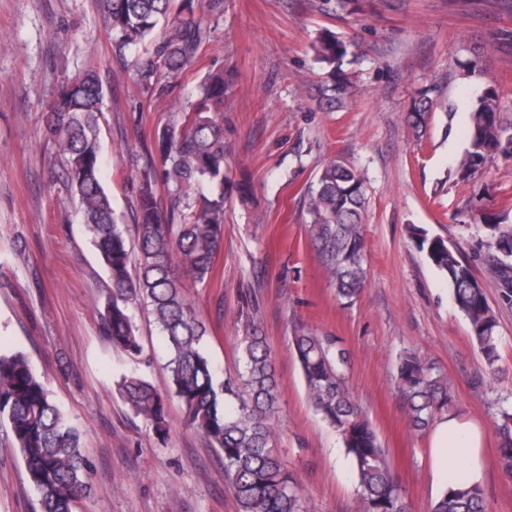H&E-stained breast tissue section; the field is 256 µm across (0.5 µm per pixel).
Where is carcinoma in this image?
<instances>
[{
	"label": "carcinoma",
	"instance_id": "1",
	"mask_svg": "<svg viewBox=\"0 0 512 512\" xmlns=\"http://www.w3.org/2000/svg\"><path fill=\"white\" fill-rule=\"evenodd\" d=\"M359 0H316L325 14L352 12ZM115 55L162 36L152 51L135 61L134 81L157 106L168 95L165 76L191 66L210 38L195 17L194 0H98ZM349 44L325 29L312 45L314 60L329 69L317 89L323 110L342 106L348 83L340 61ZM232 76L209 71L181 112L155 126L151 147L136 172L131 206L134 234L113 207L103 183L100 119L105 91L94 68L65 78L41 112L44 137L59 167V183L78 204L82 223L94 239L112 284L103 330L112 346L136 361L142 353L133 306L143 300L166 348L167 387L156 388L135 371L120 376L116 392L129 411L146 421L160 439L169 433L167 403L177 400L187 424L221 451L224 475L237 512H309L299 483L277 448L275 419L280 390L270 348L252 319L240 337L242 366L217 382L204 350L208 334L183 292L182 276L198 284L213 276L224 247V97ZM438 102L420 94L409 112L419 133ZM500 96L484 90L470 110V134L455 176L465 183L497 157L512 158V122L504 121ZM167 192L162 205L158 187ZM363 175L333 159L318 173L309 192L308 231L336 298L353 302L366 283ZM484 264L496 283L498 305L512 308V225L490 223ZM413 238L430 264L448 281L454 303L466 317L471 338L486 369L500 360L499 321L462 249L422 228ZM292 346L309 402L340 434L357 484L358 512H410L378 436L347 383L349 352L334 336L304 326L294 328ZM397 388L409 426L422 433L448 413V377L435 364L410 351L400 357ZM0 423L24 463L38 512H74L92 490L89 461L78 428L54 400L29 357L0 349ZM499 463L512 476V411L495 421ZM431 512H488L484 488L466 481L441 496Z\"/></svg>",
	"mask_w": 512,
	"mask_h": 512
}]
</instances>
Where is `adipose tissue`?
I'll return each instance as SVG.
<instances>
[{"label":"adipose tissue","mask_w":512,"mask_h":512,"mask_svg":"<svg viewBox=\"0 0 512 512\" xmlns=\"http://www.w3.org/2000/svg\"><path fill=\"white\" fill-rule=\"evenodd\" d=\"M429 461L432 482L439 492L453 487L462 475L482 481L486 461L480 429L464 414L442 416L431 429Z\"/></svg>","instance_id":"obj_1"}]
</instances>
